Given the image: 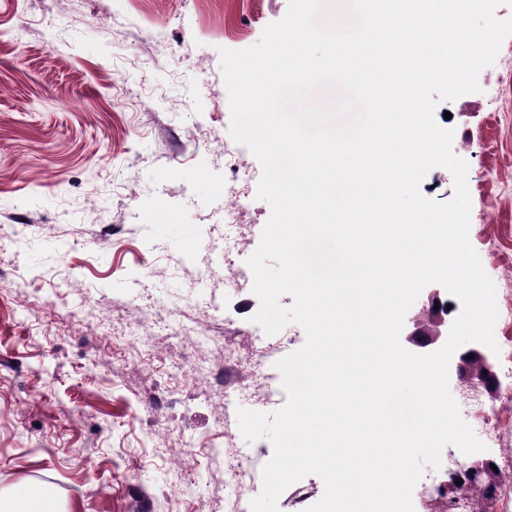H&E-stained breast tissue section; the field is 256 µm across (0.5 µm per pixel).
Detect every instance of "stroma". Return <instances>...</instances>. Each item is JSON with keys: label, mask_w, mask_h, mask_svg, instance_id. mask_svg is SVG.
<instances>
[{"label": "stroma", "mask_w": 512, "mask_h": 512, "mask_svg": "<svg viewBox=\"0 0 512 512\" xmlns=\"http://www.w3.org/2000/svg\"><path fill=\"white\" fill-rule=\"evenodd\" d=\"M288 0H0V490L49 483L58 512H229L216 380L183 387L179 356L220 372L223 343L142 325L160 294L203 326L262 328L247 264L271 208L233 143L219 48L242 50ZM479 92L438 102L468 164L469 239L512 289V37ZM151 102L148 112L138 101ZM248 224L224 225L236 167ZM239 241L224 278L225 237ZM108 308L99 326L86 319ZM146 337L139 350L128 335Z\"/></svg>", "instance_id": "stroma-1"}]
</instances>
